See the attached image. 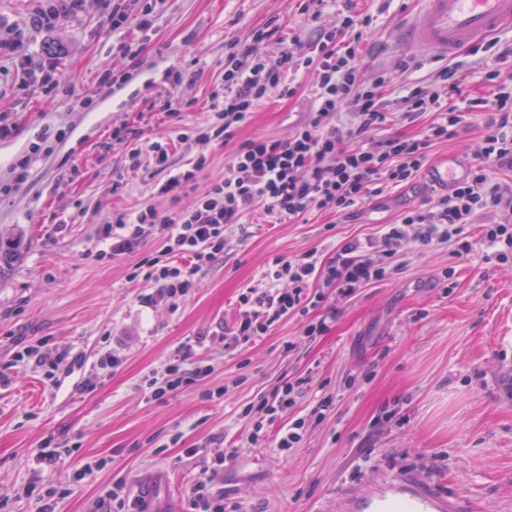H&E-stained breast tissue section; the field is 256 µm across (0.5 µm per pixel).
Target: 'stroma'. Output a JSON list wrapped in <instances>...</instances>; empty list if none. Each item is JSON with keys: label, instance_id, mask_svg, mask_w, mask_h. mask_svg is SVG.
<instances>
[{"label": "stroma", "instance_id": "35a3bbf8", "mask_svg": "<svg viewBox=\"0 0 512 512\" xmlns=\"http://www.w3.org/2000/svg\"><path fill=\"white\" fill-rule=\"evenodd\" d=\"M50 6L51 0H0V113L15 125L0 140V185L32 142L43 137L53 148L30 165L19 188L0 193V240L19 229L25 236L19 257L0 267V369L17 370L11 385L0 386V512H36L24 493L36 479L62 490L58 512H89L100 490L118 479L129 492L148 491L155 512H192L189 489L222 451L225 426L248 433L237 412L288 377L306 384L282 418L306 416L308 432L300 447L246 446L225 466L217 486L238 512H341L343 495L363 493L391 474L447 496L459 512H512V260H484L481 224L470 228L469 255L447 243L412 247L398 274L339 303L323 335L303 336L299 319L288 316L247 346L224 338L239 294L257 284L273 257L312 250L329 257L342 241L373 237L403 212L435 205L437 191L421 193L411 184L350 213H314L299 223L272 224L256 210L246 232L229 235L223 257L177 302L157 298L150 283L131 276L144 256L157 255L159 241L107 252L102 228L113 213L150 203L169 214L194 200L190 193L176 200L157 195L167 172L128 170L131 149L169 143L177 170L206 155L200 189L223 176L232 146H203L179 134L209 112L211 94L224 82L228 43L252 46L254 30L274 16L287 40L316 38L318 27L304 23L294 0H164L146 43L135 24L113 31L100 0H83L51 27L34 26ZM357 7L378 16L361 48L362 73L385 75V99L434 80L445 58L402 55L392 40L417 0H359ZM15 38L51 64L54 89L17 65L5 46ZM122 40L143 43L137 62L113 53ZM455 60L465 67L461 89L468 99L489 93L475 63L512 76V57L497 61L480 49ZM170 69L181 72L180 81L166 79ZM107 71L131 78L100 87ZM152 98H183L194 107L167 119L150 112ZM307 109L305 93L272 96L236 139L285 138ZM465 123L432 156L475 157L484 115L470 112ZM125 125L139 137L113 142V130ZM117 172L124 175L119 190L112 187ZM198 339L212 373L164 400H147L142 378L163 373L179 346ZM34 344L50 358L68 351L70 369L58 383L35 361L15 363V354ZM111 353L122 364L109 373L100 362ZM221 385L223 400H204ZM321 390L337 403L319 419L309 411ZM50 435L61 444V460L42 470L35 454ZM193 447L198 456L186 458ZM98 459L105 467L78 480L83 465Z\"/></svg>", "mask_w": 512, "mask_h": 512}]
</instances>
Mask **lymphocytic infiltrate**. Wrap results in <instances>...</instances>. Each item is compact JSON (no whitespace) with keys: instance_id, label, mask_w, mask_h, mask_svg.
<instances>
[{"instance_id":"f902f5d3","label":"lymphocytic infiltrate","mask_w":512,"mask_h":512,"mask_svg":"<svg viewBox=\"0 0 512 512\" xmlns=\"http://www.w3.org/2000/svg\"><path fill=\"white\" fill-rule=\"evenodd\" d=\"M331 2L341 25L323 30L314 42L293 49L282 46L279 26L271 19L254 31L253 40L278 45L275 55L230 43L224 85L213 93L204 125L194 131L202 145L232 140L271 94H297L285 75H310V109L286 138L260 136L238 144L223 178L211 182L185 209L163 214L147 205L131 214H113L106 222L103 237L110 240L112 253H124L147 239L160 241L159 255L144 257L134 271L154 284L159 295L173 300L186 296L223 254L229 233L243 228L245 217L255 210H263L276 224L314 211L349 213L370 197L410 183L432 146L464 129V110L448 104L449 96L461 92L455 67H441L436 83L415 82L404 95L384 99V77H360V46L375 27L374 16L358 11L355 0H298V13L307 22H317ZM104 4L113 30L132 21L141 33L154 32L156 0H145L133 16L126 0ZM499 76L495 69L484 72L491 88L482 103L487 133L467 180L441 196L435 209L407 212L400 222L383 225L376 238L344 241L327 260L313 250L288 260L274 257L260 283L245 289L236 301L235 343L256 341L287 315L299 318L304 336L324 334L336 316L335 302L398 273L397 260L411 244L450 243L457 253L470 252L469 226L479 216L485 219L482 240L492 258L512 257V186L503 182L512 174V85L501 83ZM393 112L406 124L427 112L435 118L419 134L398 133L373 141V131L383 128ZM192 350L191 344L181 345L162 378L144 379L148 399H162L211 373V365L193 357ZM301 386L298 380L281 381L270 395L242 410V417L253 422L251 442L271 441L283 451L299 447L305 418L284 424L280 414L295 404ZM236 455L235 443L227 442L209 476L191 487L194 512H224V494L215 490V478Z\"/></svg>"}]
</instances>
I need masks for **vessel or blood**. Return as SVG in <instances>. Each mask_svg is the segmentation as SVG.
I'll return each mask as SVG.
<instances>
[{
    "label": "vessel or blood",
    "instance_id": "vessel-or-blood-1",
    "mask_svg": "<svg viewBox=\"0 0 512 512\" xmlns=\"http://www.w3.org/2000/svg\"><path fill=\"white\" fill-rule=\"evenodd\" d=\"M415 18L399 25L394 39L408 54L441 57L456 55L488 37L512 29V0H419ZM470 170L467 158L446 155L424 169L421 183L441 191L464 181ZM409 512H452L447 497L425 490L413 481L394 476L382 479L364 497L346 501V512H393L397 503Z\"/></svg>",
    "mask_w": 512,
    "mask_h": 512
}]
</instances>
